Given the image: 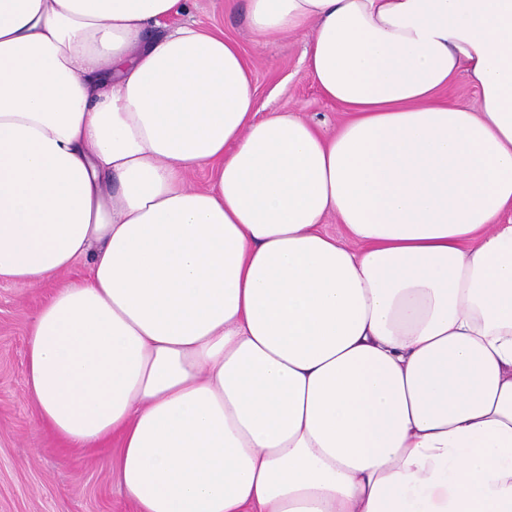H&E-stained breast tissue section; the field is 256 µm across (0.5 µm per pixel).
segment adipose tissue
Listing matches in <instances>:
<instances>
[{"label":"adipose tissue","mask_w":512,"mask_h":512,"mask_svg":"<svg viewBox=\"0 0 512 512\" xmlns=\"http://www.w3.org/2000/svg\"><path fill=\"white\" fill-rule=\"evenodd\" d=\"M190 2L0 0V279L89 265L41 421L119 439L137 512H512V0H247L312 28L331 136Z\"/></svg>","instance_id":"obj_1"}]
</instances>
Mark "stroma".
Here are the masks:
<instances>
[{"mask_svg": "<svg viewBox=\"0 0 512 512\" xmlns=\"http://www.w3.org/2000/svg\"><path fill=\"white\" fill-rule=\"evenodd\" d=\"M224 2L193 0L185 19L239 43L259 114L293 110L323 134L335 133L345 113L312 79L305 60L310 31L256 41L244 4L231 9ZM87 272L81 259L54 284L0 280V512H136L115 479L111 449L67 447L26 393L28 333L38 310L56 284Z\"/></svg>", "mask_w": 512, "mask_h": 512, "instance_id": "obj_1", "label": "stroma"}]
</instances>
